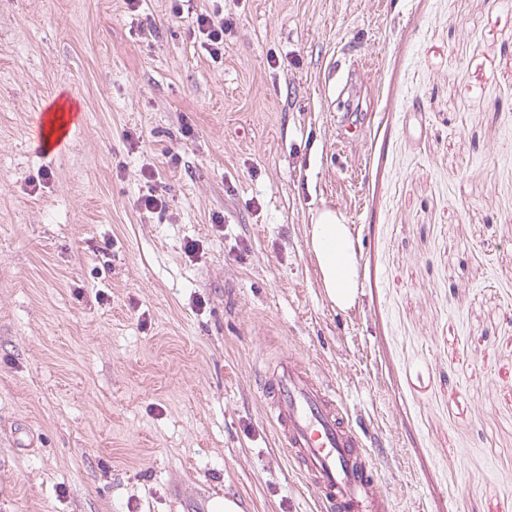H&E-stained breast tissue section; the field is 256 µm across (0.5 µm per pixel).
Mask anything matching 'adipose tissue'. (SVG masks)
Listing matches in <instances>:
<instances>
[{
  "mask_svg": "<svg viewBox=\"0 0 512 512\" xmlns=\"http://www.w3.org/2000/svg\"><path fill=\"white\" fill-rule=\"evenodd\" d=\"M308 244L329 301L341 310L352 308L358 298V259L352 231L344 217L329 208L318 211Z\"/></svg>",
  "mask_w": 512,
  "mask_h": 512,
  "instance_id": "adipose-tissue-1",
  "label": "adipose tissue"
}]
</instances>
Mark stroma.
Instances as JSON below:
<instances>
[{"mask_svg":"<svg viewBox=\"0 0 512 512\" xmlns=\"http://www.w3.org/2000/svg\"><path fill=\"white\" fill-rule=\"evenodd\" d=\"M171 6L0 0V512H318L259 386L287 357L340 388L394 512H512V0H224L218 61L213 0ZM192 30L200 45L209 53L211 58L218 60L224 55V33L233 24V20L224 18L223 8L197 14L192 21ZM57 104L58 107L54 112L58 113V115L64 114L67 120L69 119V122L66 126L65 135L56 138L50 145H47L45 143V120L48 113L51 112L52 107H55ZM82 112L83 109L80 100L71 96L70 94H66L64 97L58 96L43 105V107L40 109V113L38 114V122L35 128V139H37L36 147L43 158L52 160L61 154L66 144L67 131L69 127L78 120ZM309 248L313 252L325 294L340 310L352 308L358 298V259L352 231L333 209L318 211L311 224Z\"/></svg>","mask_w":512,"mask_h":512,"instance_id":"35a3bbf8","label":"stroma"}]
</instances>
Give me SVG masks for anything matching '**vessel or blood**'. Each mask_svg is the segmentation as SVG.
<instances>
[{"label": "vessel or blood", "instance_id": "b4317fda", "mask_svg": "<svg viewBox=\"0 0 512 512\" xmlns=\"http://www.w3.org/2000/svg\"><path fill=\"white\" fill-rule=\"evenodd\" d=\"M53 110L72 122L83 112L80 100L70 95L43 105L35 132L36 147L46 159L58 157L66 144L62 137L46 139L45 120ZM262 389L278 441L309 479L320 512H391L389 499L377 491L376 461L336 389L288 359L265 371Z\"/></svg>", "mask_w": 512, "mask_h": 512}]
</instances>
